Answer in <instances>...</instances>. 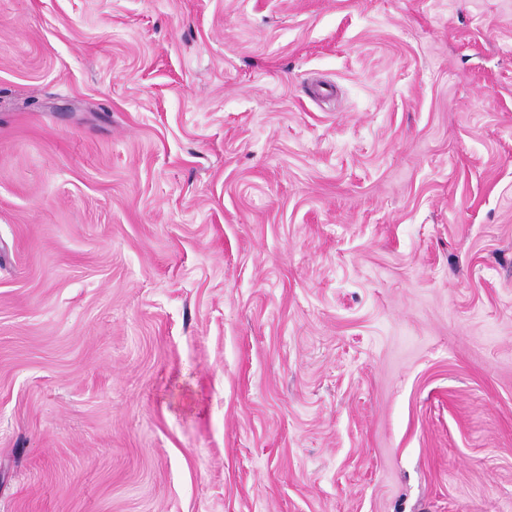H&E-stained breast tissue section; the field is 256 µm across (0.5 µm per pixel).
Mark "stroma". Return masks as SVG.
<instances>
[{"mask_svg": "<svg viewBox=\"0 0 512 512\" xmlns=\"http://www.w3.org/2000/svg\"><path fill=\"white\" fill-rule=\"evenodd\" d=\"M0 512H512V0H0Z\"/></svg>", "mask_w": 512, "mask_h": 512, "instance_id": "obj_1", "label": "stroma"}]
</instances>
